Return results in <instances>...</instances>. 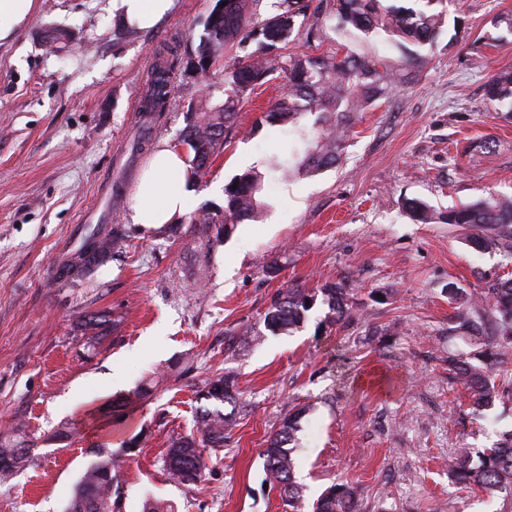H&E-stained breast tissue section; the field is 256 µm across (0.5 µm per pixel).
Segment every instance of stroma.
Masks as SVG:
<instances>
[{
	"label": "stroma",
	"instance_id": "obj_1",
	"mask_svg": "<svg viewBox=\"0 0 512 512\" xmlns=\"http://www.w3.org/2000/svg\"><path fill=\"white\" fill-rule=\"evenodd\" d=\"M215 0H175L154 29L127 31L112 0H33L26 21L0 40V430L40 438L63 423L71 441L32 449L34 461L0 482V512H65L94 443L143 435L120 472V512L165 500L177 512H285L262 450L289 413L304 409L296 438L301 512L330 486L357 491L358 512H512V494L463 486L448 473L457 448H487L512 431V400L475 411L448 374L490 333L487 288L508 272L498 249L475 248V229L421 224L405 203L445 212L489 195L512 196V112L483 85L512 67V0H462L433 47L406 61L386 35L340 38L331 21L297 18L301 33L271 52L371 53L400 66L388 97L355 113L335 167L312 176L270 171L272 156L303 149L299 134L261 123L288 77L274 71L240 110L186 215L132 223L129 161L136 110L154 53L198 42ZM68 29L63 50L40 36ZM225 49L205 76L174 66L167 108L147 146L178 145L193 113L224 99ZM132 162L118 198L117 167ZM263 173L257 220L193 224L224 209L223 185ZM112 237L83 276L61 272L91 231ZM456 283L462 299L448 296ZM347 288L353 315L329 323L316 303L290 334L263 317L291 286ZM467 311L471 328L455 315ZM106 322L95 340L84 316ZM236 379L239 408L224 447L196 485L163 466L170 441L193 431L196 392L219 373ZM158 377L149 400L111 431L87 424L107 401Z\"/></svg>",
	"mask_w": 512,
	"mask_h": 512
}]
</instances>
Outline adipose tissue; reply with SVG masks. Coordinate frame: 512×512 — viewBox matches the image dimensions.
Instances as JSON below:
<instances>
[{
    "instance_id": "1",
    "label": "adipose tissue",
    "mask_w": 512,
    "mask_h": 512,
    "mask_svg": "<svg viewBox=\"0 0 512 512\" xmlns=\"http://www.w3.org/2000/svg\"><path fill=\"white\" fill-rule=\"evenodd\" d=\"M174 0H113L120 21L136 29L153 27L173 7ZM192 176L184 153L175 146L160 147L150 158L134 191L132 223L169 224L186 208Z\"/></svg>"
}]
</instances>
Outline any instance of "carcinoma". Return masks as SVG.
<instances>
[{"instance_id": "carcinoma-1", "label": "carcinoma", "mask_w": 512, "mask_h": 512, "mask_svg": "<svg viewBox=\"0 0 512 512\" xmlns=\"http://www.w3.org/2000/svg\"><path fill=\"white\" fill-rule=\"evenodd\" d=\"M227 5H222V2ZM261 0H217L203 23L196 48L188 54L186 68L203 74L227 46L243 52L233 71L224 79V101L197 113L196 119L183 132L181 141L193 153L191 163L195 175L204 177L213 155L224 147V140L235 123L237 111L254 89L267 82L273 69L267 55L279 45L299 35L296 18L310 8L311 0H281L279 9L261 15ZM460 0H400L383 5L382 0H318L314 12L328 11L337 33L362 39L381 33L398 42H411L423 48L433 45L443 27L448 6ZM159 51L146 79L141 101L140 119L149 125L156 113L164 110L170 96L171 63ZM281 69L288 72V90L279 95L263 115L271 125L304 131V121L316 116L314 132L304 138V148L293 155L289 166L279 157L269 161V168L287 173L315 174L336 165L341 156L352 114L390 94L399 77L397 68L372 55L347 53L334 55H295L287 57ZM489 103L498 111L512 112V70L493 73L486 83ZM264 176L246 171L224 186V215L208 214L202 224H238L257 218L265 207L262 197ZM407 210L416 221L429 224H457L484 228L488 237L475 239L479 248L494 247L498 240L512 238V197L501 195L464 205L434 215L422 200L407 202ZM111 245V240L91 235L77 256L66 260L64 268L74 277L96 264ZM329 308L328 320L335 324L350 315L347 289L331 285L320 290L292 286L273 299L263 322L272 334L289 333L300 327L317 297ZM494 312L497 333L485 343L482 354L472 363L459 356H448V370L456 383L468 394L473 408L492 406L501 398L493 373L494 361L512 347V278L501 281L486 294ZM157 382L150 379L133 396L119 397L109 406L116 420L126 417V409L136 400L152 395ZM199 407L196 432L172 439L164 464L168 474L179 484H198L206 467V458L224 447V435L235 424V411L224 412V405L236 407L235 380L229 374H218L198 391ZM288 415L279 431L267 440L262 455L267 477L282 491L283 502L298 512L302 487L295 480L294 449L297 418ZM37 441L21 427L11 434L0 435V481L14 475L31 462L30 450ZM96 459L85 469L77 482L67 512H119L120 488L113 484L123 457L101 444ZM448 471L460 484L476 486L487 492L512 491V433L489 448L474 452L459 448L448 459ZM354 489L334 485L317 500L314 512H353Z\"/></svg>"}]
</instances>
